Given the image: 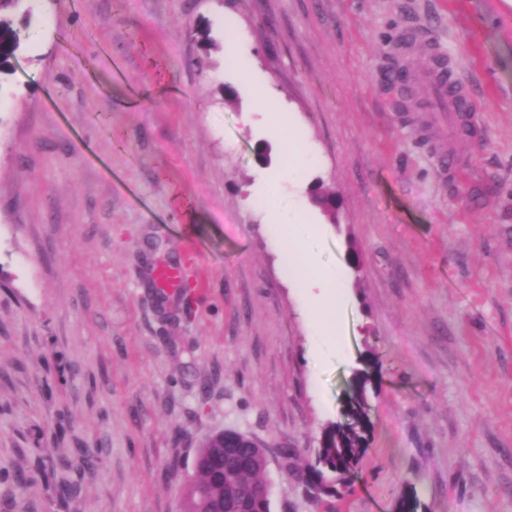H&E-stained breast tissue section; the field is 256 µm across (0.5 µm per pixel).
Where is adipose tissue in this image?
I'll use <instances>...</instances> for the list:
<instances>
[{
    "label": "adipose tissue",
    "instance_id": "ef3b65f1",
    "mask_svg": "<svg viewBox=\"0 0 512 512\" xmlns=\"http://www.w3.org/2000/svg\"><path fill=\"white\" fill-rule=\"evenodd\" d=\"M278 218L282 228L276 236V243L289 275L301 277L309 290L313 334L317 340L333 341L336 305L345 287L342 274L320 267L310 246L311 229L305 224L292 223L290 209H283Z\"/></svg>",
    "mask_w": 512,
    "mask_h": 512
}]
</instances>
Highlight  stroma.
I'll list each match as a JSON object with an SVG mask.
<instances>
[{"label": "stroma", "mask_w": 512, "mask_h": 512, "mask_svg": "<svg viewBox=\"0 0 512 512\" xmlns=\"http://www.w3.org/2000/svg\"><path fill=\"white\" fill-rule=\"evenodd\" d=\"M34 8L0 77V512H181L227 427L266 448L271 512H399L404 492L417 512H512V0ZM409 27L415 76L436 47L470 91L471 136L403 97ZM263 88L303 162L254 111ZM276 198L344 273L336 344H314L280 264ZM369 350L359 474L311 496L293 470Z\"/></svg>", "instance_id": "35a3bbf8"}]
</instances>
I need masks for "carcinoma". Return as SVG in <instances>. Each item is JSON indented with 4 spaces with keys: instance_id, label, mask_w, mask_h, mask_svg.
<instances>
[{
    "instance_id": "cac0c4a2",
    "label": "carcinoma",
    "mask_w": 512,
    "mask_h": 512,
    "mask_svg": "<svg viewBox=\"0 0 512 512\" xmlns=\"http://www.w3.org/2000/svg\"><path fill=\"white\" fill-rule=\"evenodd\" d=\"M25 0H0V73L14 70V61L22 48L23 29L16 25L12 14ZM373 380L367 370L353 379V388L343 401L341 420L324 428L321 442L309 465V482L322 492L338 493L351 485L366 452L372 434L369 416V391ZM223 434L208 436L198 449L193 474L183 484L184 512H221L240 493L251 494L250 512H271L270 491L263 475L268 466L266 450L245 440L236 454L244 462L230 466L224 482L212 479L209 461L221 446Z\"/></svg>"
}]
</instances>
